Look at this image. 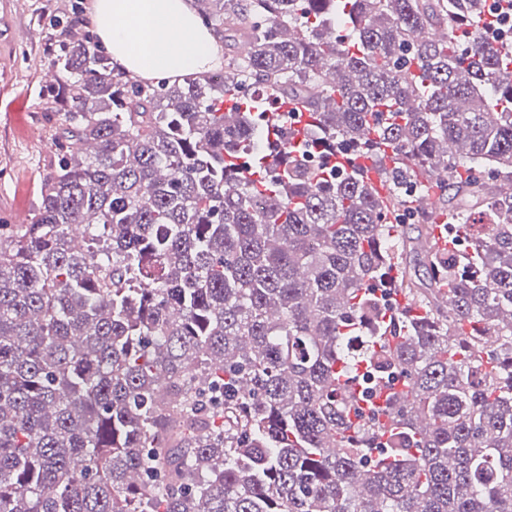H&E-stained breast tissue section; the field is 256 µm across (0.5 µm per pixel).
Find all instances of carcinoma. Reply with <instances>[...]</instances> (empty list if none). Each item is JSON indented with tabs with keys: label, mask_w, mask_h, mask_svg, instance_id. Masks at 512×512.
Wrapping results in <instances>:
<instances>
[{
	"label": "carcinoma",
	"mask_w": 512,
	"mask_h": 512,
	"mask_svg": "<svg viewBox=\"0 0 512 512\" xmlns=\"http://www.w3.org/2000/svg\"><path fill=\"white\" fill-rule=\"evenodd\" d=\"M196 7L224 67L172 83L46 36L58 160L0 224V512H512V44L484 0ZM280 101L311 122L237 148ZM408 187L440 191L420 286Z\"/></svg>",
	"instance_id": "cac0c4a2"
}]
</instances>
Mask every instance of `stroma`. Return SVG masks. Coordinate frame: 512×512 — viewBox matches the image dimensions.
Masks as SVG:
<instances>
[{
  "label": "stroma",
  "mask_w": 512,
  "mask_h": 512,
  "mask_svg": "<svg viewBox=\"0 0 512 512\" xmlns=\"http://www.w3.org/2000/svg\"><path fill=\"white\" fill-rule=\"evenodd\" d=\"M31 36L0 53V224L32 215L40 181L54 160L44 39L65 25L55 0H0V17Z\"/></svg>",
  "instance_id": "1"
}]
</instances>
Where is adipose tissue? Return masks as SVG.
I'll list each match as a JSON object with an SVG mask.
<instances>
[{"instance_id": "obj_1", "label": "adipose tissue", "mask_w": 512, "mask_h": 512, "mask_svg": "<svg viewBox=\"0 0 512 512\" xmlns=\"http://www.w3.org/2000/svg\"><path fill=\"white\" fill-rule=\"evenodd\" d=\"M91 20L112 60L146 79L207 71L224 57L192 0H93Z\"/></svg>"}]
</instances>
